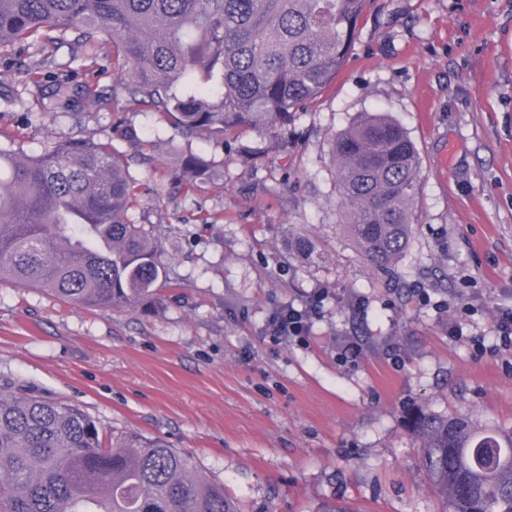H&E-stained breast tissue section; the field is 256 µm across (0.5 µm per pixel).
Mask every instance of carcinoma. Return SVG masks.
Here are the masks:
<instances>
[{"label":"carcinoma","mask_w":512,"mask_h":512,"mask_svg":"<svg viewBox=\"0 0 512 512\" xmlns=\"http://www.w3.org/2000/svg\"><path fill=\"white\" fill-rule=\"evenodd\" d=\"M369 0H0V49L112 42L117 89L161 109L186 141L286 124L336 79ZM58 108L72 103L55 83ZM342 223L387 269L406 247L420 160L403 127L368 113L335 137ZM186 146L175 177H214ZM138 188L108 142L37 156L0 147V280L78 307L144 310L169 277ZM438 512H512V431L465 413H406ZM0 512H236L224 487L159 437L106 440L78 405L0 388Z\"/></svg>","instance_id":"carcinoma-1"}]
</instances>
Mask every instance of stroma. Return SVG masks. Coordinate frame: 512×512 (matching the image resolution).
Here are the masks:
<instances>
[{
	"mask_svg": "<svg viewBox=\"0 0 512 512\" xmlns=\"http://www.w3.org/2000/svg\"><path fill=\"white\" fill-rule=\"evenodd\" d=\"M9 55L46 79L20 105L0 99V146L111 142L140 189L132 217L155 225L178 285L141 313L1 281L0 385L79 405L107 434L162 438L238 512H434L406 411L512 430V346L495 331L512 308V0H369L335 81L290 124L194 138L219 169L192 188L171 179L179 130L113 101L111 43ZM89 68L98 100L53 110L55 76ZM364 112L395 119L420 158L386 274L342 222L331 161ZM316 295L303 337L272 336L281 309ZM349 343L361 354L345 360Z\"/></svg>",
	"mask_w": 512,
	"mask_h": 512,
	"instance_id": "35a3bbf8",
	"label": "stroma"
}]
</instances>
